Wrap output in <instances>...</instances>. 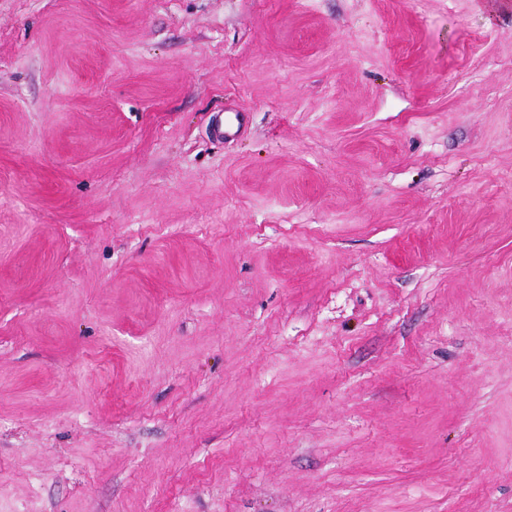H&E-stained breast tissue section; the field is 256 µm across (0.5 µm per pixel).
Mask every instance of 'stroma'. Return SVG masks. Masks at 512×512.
<instances>
[{"mask_svg":"<svg viewBox=\"0 0 512 512\" xmlns=\"http://www.w3.org/2000/svg\"><path fill=\"white\" fill-rule=\"evenodd\" d=\"M0 512H512V0H0Z\"/></svg>","mask_w":512,"mask_h":512,"instance_id":"stroma-1","label":"stroma"}]
</instances>
